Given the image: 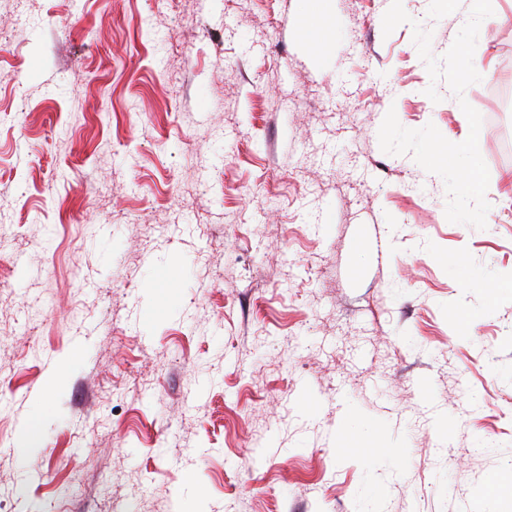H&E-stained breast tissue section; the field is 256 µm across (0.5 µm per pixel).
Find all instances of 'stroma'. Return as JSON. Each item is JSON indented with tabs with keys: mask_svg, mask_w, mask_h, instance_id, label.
I'll list each match as a JSON object with an SVG mask.
<instances>
[{
	"mask_svg": "<svg viewBox=\"0 0 512 512\" xmlns=\"http://www.w3.org/2000/svg\"><path fill=\"white\" fill-rule=\"evenodd\" d=\"M467 2L402 5L439 57ZM390 5L0 0V512H512V0L482 229L380 148L469 133ZM309 7L302 14L300 33L310 44H321L328 34L327 9L328 0H307Z\"/></svg>",
	"mask_w": 512,
	"mask_h": 512,
	"instance_id": "35a3bbf8",
	"label": "stroma"
}]
</instances>
